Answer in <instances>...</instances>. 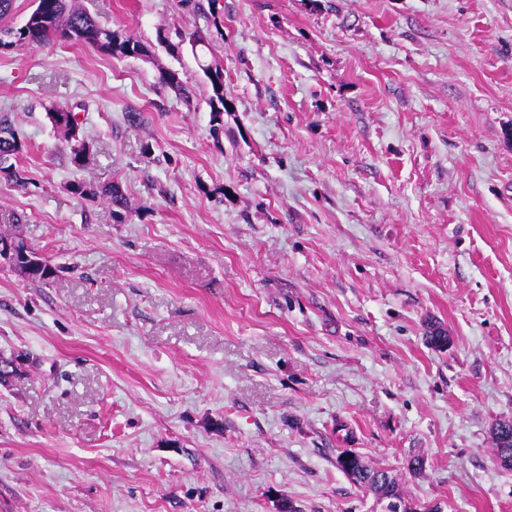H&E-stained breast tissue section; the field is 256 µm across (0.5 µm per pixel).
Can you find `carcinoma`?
<instances>
[{
  "instance_id": "cac0c4a2",
  "label": "carcinoma",
  "mask_w": 512,
  "mask_h": 512,
  "mask_svg": "<svg viewBox=\"0 0 512 512\" xmlns=\"http://www.w3.org/2000/svg\"><path fill=\"white\" fill-rule=\"evenodd\" d=\"M13 3L14 0H0V52L63 40L90 45L113 58H148L152 55L149 45L101 25L80 6L79 0H39L38 13H29L19 27L9 24ZM175 36L178 43L189 45L194 53L197 52V44L207 42L206 36L199 30H178ZM202 72L211 86L209 105L214 128L219 129L224 123V113L229 111L224 99V69L217 64H206L202 66ZM159 84L189 98V90L176 70H160ZM48 118L67 143L71 163L77 168L86 167L92 146L80 133L72 109L67 106L54 107L48 112ZM21 150L22 144L15 130L0 120V172L18 185L25 184V181L22 170L16 167L13 159L18 157ZM70 191L81 198H94L100 193L112 204L125 206V198L116 185L97 193L86 183L75 181L70 184ZM35 258L37 262L27 280L45 284L56 276L58 268L38 254ZM493 437L497 457L502 463L512 466V423H497L493 428ZM336 463L354 485L373 494L378 503L385 505V512H416L405 503L399 480L390 471L367 464L353 451L341 452L336 457Z\"/></svg>"
}]
</instances>
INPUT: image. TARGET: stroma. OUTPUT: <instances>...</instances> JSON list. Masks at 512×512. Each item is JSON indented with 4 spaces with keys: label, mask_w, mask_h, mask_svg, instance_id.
I'll use <instances>...</instances> for the list:
<instances>
[{
    "label": "stroma",
    "mask_w": 512,
    "mask_h": 512,
    "mask_svg": "<svg viewBox=\"0 0 512 512\" xmlns=\"http://www.w3.org/2000/svg\"><path fill=\"white\" fill-rule=\"evenodd\" d=\"M80 2L154 54L0 53L27 179L0 174V233L58 268L0 262V512H382L345 449L410 502L512 512V0ZM166 28L223 66L221 136ZM72 108L53 107L48 113L51 124L60 132L70 150V161L77 168L86 167L92 152L89 141L80 133ZM499 422L493 428L495 451L497 457L505 465L512 466V423Z\"/></svg>",
    "instance_id": "35a3bbf8"
}]
</instances>
